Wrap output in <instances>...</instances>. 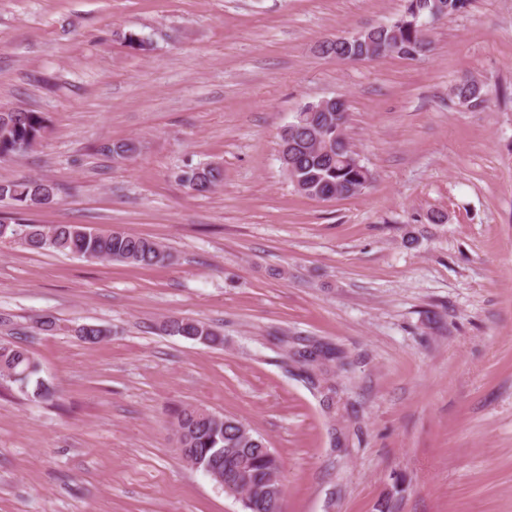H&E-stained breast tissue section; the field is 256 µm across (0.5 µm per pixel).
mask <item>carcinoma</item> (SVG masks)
Listing matches in <instances>:
<instances>
[{
	"label": "carcinoma",
	"mask_w": 512,
	"mask_h": 512,
	"mask_svg": "<svg viewBox=\"0 0 512 512\" xmlns=\"http://www.w3.org/2000/svg\"><path fill=\"white\" fill-rule=\"evenodd\" d=\"M469 0H405L404 9L390 25L367 34L363 45L335 46L322 42L323 53H341L349 57L362 52L380 55L383 46L393 47L392 54L409 57L420 52L426 36L419 30V19L431 22L463 12ZM458 104L471 108L488 101V89L465 81L453 90ZM11 122L0 123V158L19 156L43 136L46 118L41 112L17 108L11 110ZM306 127L293 134L283 130L280 142L291 143L289 151L280 160L283 171L294 188L308 198L329 200L347 198L363 193L372 183V173L353 150L347 130L349 113L346 103L322 106L309 104L304 113ZM101 152L114 159H126L136 152L132 141L104 145ZM185 187L197 194L211 192L223 181V171L214 165L186 166L176 173ZM55 193V185L42 179H22L0 183V202L27 208L33 200L45 193ZM0 238H17L28 249L36 252H59L82 259L106 260L112 263L153 267L165 264L170 254L155 239L134 235L118 229L98 231L86 238L77 233L74 224H7L0 223ZM162 329L169 335L191 339L206 337L208 343L220 342L219 335L205 323L190 318L173 317ZM307 366L322 367L336 360L333 349L315 346L299 353ZM40 364L33 353L18 343L0 342V380L9 382L23 393L35 383L33 395L52 396L43 382L34 380ZM174 430L182 435L179 448L182 459L203 471L218 486H224L226 472L246 465L241 480L252 487L242 499L245 512H279L278 487L282 486L281 463L264 439L254 434L241 421L213 413L199 407H185L176 411Z\"/></svg>",
	"instance_id": "1"
}]
</instances>
